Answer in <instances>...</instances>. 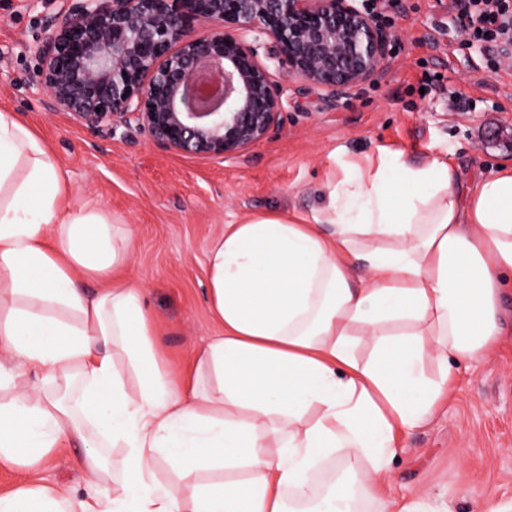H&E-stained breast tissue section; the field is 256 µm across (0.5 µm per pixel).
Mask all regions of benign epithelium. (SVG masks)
I'll list each match as a JSON object with an SVG mask.
<instances>
[{"mask_svg":"<svg viewBox=\"0 0 512 512\" xmlns=\"http://www.w3.org/2000/svg\"><path fill=\"white\" fill-rule=\"evenodd\" d=\"M66 2L35 47L47 107L90 127L132 116L184 156L235 158L280 126L283 92L246 39L252 29L332 105L376 81L392 50L387 27L355 0Z\"/></svg>","mask_w":512,"mask_h":512,"instance_id":"7a95c632","label":"benign epithelium"}]
</instances>
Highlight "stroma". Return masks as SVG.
<instances>
[{
	"label": "stroma",
	"mask_w": 512,
	"mask_h": 512,
	"mask_svg": "<svg viewBox=\"0 0 512 512\" xmlns=\"http://www.w3.org/2000/svg\"><path fill=\"white\" fill-rule=\"evenodd\" d=\"M65 0H0V108L15 111L45 143L68 204L98 205L131 225L125 277L146 290L166 364L221 331L208 299L207 253L224 226L258 213L312 214L329 202L345 162L380 149L421 163L443 154L465 179L512 163V65L493 69L486 44H468L443 0H384L394 51L380 77L329 106L273 59L271 40L247 39L283 87L281 126L243 155L188 157L156 145L136 123L90 128L48 111L35 86L34 49L46 16ZM440 85L428 89L432 77ZM451 401L400 442L387 495L475 512L491 500L512 507V335L477 362L456 367Z\"/></svg>",
	"instance_id": "1"
}]
</instances>
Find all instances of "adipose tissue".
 I'll list each match as a JSON object with an SVG mask.
<instances>
[{
  "label": "adipose tissue",
  "instance_id": "obj_1",
  "mask_svg": "<svg viewBox=\"0 0 512 512\" xmlns=\"http://www.w3.org/2000/svg\"><path fill=\"white\" fill-rule=\"evenodd\" d=\"M329 199L225 225L207 255L223 332L173 374L144 289L111 283L131 225L65 204L42 140L0 109V467L27 475L0 512H353L358 491L392 512L401 436L503 334L512 165L467 187L445 156L387 152ZM64 448L83 489L42 476ZM328 462L350 480L324 481Z\"/></svg>",
  "mask_w": 512,
  "mask_h": 512
}]
</instances>
